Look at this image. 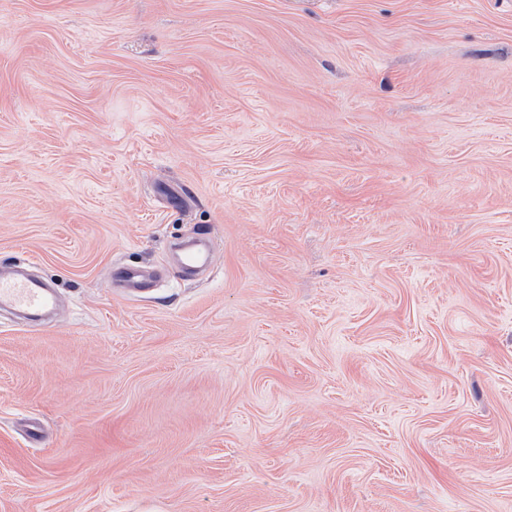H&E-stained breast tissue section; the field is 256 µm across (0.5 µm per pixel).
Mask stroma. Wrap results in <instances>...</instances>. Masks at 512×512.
Returning a JSON list of instances; mask_svg holds the SVG:
<instances>
[{
    "label": "stroma",
    "mask_w": 512,
    "mask_h": 512,
    "mask_svg": "<svg viewBox=\"0 0 512 512\" xmlns=\"http://www.w3.org/2000/svg\"><path fill=\"white\" fill-rule=\"evenodd\" d=\"M28 258L0 512H512V0H0ZM48 288L50 287L44 283L1 273L0 306L18 309L36 317L54 303Z\"/></svg>",
    "instance_id": "obj_1"
}]
</instances>
